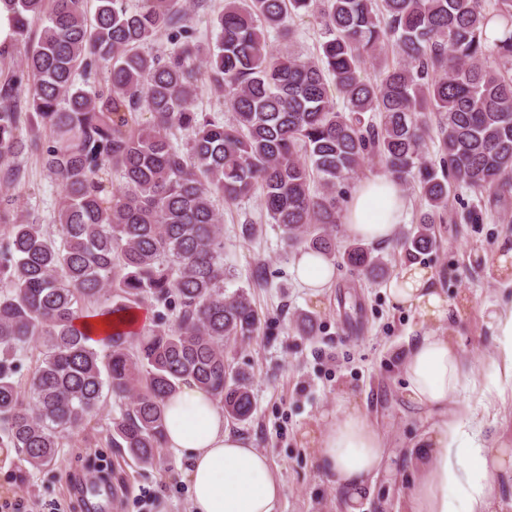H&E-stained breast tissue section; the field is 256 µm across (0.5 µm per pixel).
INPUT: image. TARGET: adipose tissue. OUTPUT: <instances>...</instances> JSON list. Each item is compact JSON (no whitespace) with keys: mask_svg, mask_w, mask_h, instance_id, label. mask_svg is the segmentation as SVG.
Segmentation results:
<instances>
[{"mask_svg":"<svg viewBox=\"0 0 512 512\" xmlns=\"http://www.w3.org/2000/svg\"><path fill=\"white\" fill-rule=\"evenodd\" d=\"M406 211L402 185L390 175L358 183L342 219L348 237L385 243ZM296 274L312 292L330 287L332 265L321 255L298 251ZM394 305L417 313L429 331L409 342L401 361L404 391L418 408L438 421L418 440L409 478L410 512H455L448 498L456 489L467 512H499L493 486L512 474V458L499 441L478 443L470 431L481 425L478 411L458 408V398L474 381V369L461 357L452 336L440 325L460 313L434 285L433 273L411 263L388 288ZM166 446L188 463L186 472L194 512H276L283 486L268 456L225 425L224 411L196 384L183 385L165 403ZM304 437L328 480L347 493L346 512H356L367 480L384 454L379 431L353 402L342 401L326 427H312Z\"/></svg>","mask_w":512,"mask_h":512,"instance_id":"1","label":"adipose tissue"}]
</instances>
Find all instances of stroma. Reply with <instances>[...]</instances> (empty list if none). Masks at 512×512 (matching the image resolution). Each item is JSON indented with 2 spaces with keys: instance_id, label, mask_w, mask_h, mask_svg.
<instances>
[{
  "instance_id": "35a3bbf8",
  "label": "stroma",
  "mask_w": 512,
  "mask_h": 512,
  "mask_svg": "<svg viewBox=\"0 0 512 512\" xmlns=\"http://www.w3.org/2000/svg\"><path fill=\"white\" fill-rule=\"evenodd\" d=\"M16 163L26 171L20 188L24 214L52 227L59 180L36 157L22 155ZM403 188L407 217L389 242L375 247L389 277L405 267L402 241L426 207L411 183ZM486 199V193L468 187L454 189L443 222L434 226L435 247L419 258L449 300L465 296L470 301L463 315L450 316L443 325L476 371V389H464L459 397L463 406L476 405L477 388L499 382L489 315L494 305L512 302V289L500 287L492 267L502 240L512 238V222L488 210L481 223L460 221L462 213L481 208ZM218 211L224 265L230 271L224 291L245 290L260 320L256 336L228 350L231 366L250 374L255 401L250 421H232L228 427L269 456L284 487L277 512H345L342 491L327 480L303 441L306 429L337 415L345 396L356 401L386 440L382 467L363 489L358 512H409L406 476L412 451L431 421L405 399L400 365L408 341L424 331L420 320L391 304L386 280H369L340 259L332 263L333 286L312 295L297 280L296 248L266 217L259 197L219 205ZM248 224L253 227L249 233L244 230ZM302 313L314 317L313 335L298 332L295 321ZM122 411L119 401L108 398L95 419L64 439L56 460L40 469L20 460L15 449L0 448V495L26 498L30 512L50 501L63 502L65 512H86L71 485L89 478L85 459L100 454L111 460L118 493L112 512H139L137 496L143 491L155 498L152 512H193L185 461L164 447L154 465L143 466L109 447L107 432Z\"/></svg>"
}]
</instances>
